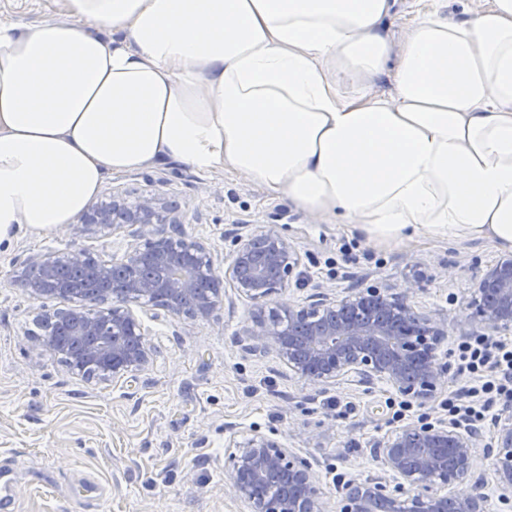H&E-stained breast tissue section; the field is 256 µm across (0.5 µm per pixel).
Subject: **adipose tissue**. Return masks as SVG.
Returning a JSON list of instances; mask_svg holds the SVG:
<instances>
[{
  "instance_id": "1",
  "label": "adipose tissue",
  "mask_w": 512,
  "mask_h": 512,
  "mask_svg": "<svg viewBox=\"0 0 512 512\" xmlns=\"http://www.w3.org/2000/svg\"><path fill=\"white\" fill-rule=\"evenodd\" d=\"M440 3L396 43L395 0H54L0 22V242L177 161L372 245L512 250V0L459 21Z\"/></svg>"
}]
</instances>
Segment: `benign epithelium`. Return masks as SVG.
<instances>
[{
	"label": "benign epithelium",
	"instance_id": "7a95c632",
	"mask_svg": "<svg viewBox=\"0 0 512 512\" xmlns=\"http://www.w3.org/2000/svg\"><path fill=\"white\" fill-rule=\"evenodd\" d=\"M84 228L110 231L128 226L131 242L119 260L88 265V253L73 249L60 257L34 254L21 261L20 279L30 295L58 299L71 306L53 321L67 327L75 344L66 368L77 374L91 361L99 381H124L150 363L146 342L129 347L101 336V319L112 324L116 336L129 327L144 336L142 324L131 313L128 299L161 306L174 316L210 321L220 309L219 295L197 293L200 278L213 271V261L203 245L182 230L186 215L179 202L157 192L135 197L112 190L78 217ZM169 224L168 233L164 225ZM148 264L174 267L176 277L156 281L136 277L127 282L125 295L103 292L91 301L79 298L59 279L67 265L83 269L103 282L118 268ZM300 258L287 238L275 232L237 240L224 269V278L239 296L256 308L254 325L243 331L250 352L275 354L300 380L321 386L341 381L363 386L386 382L406 401L424 403L434 398L449 364L439 353L448 335L445 318L421 315L413 305L418 281L399 288L368 287L354 295H323L307 305L290 303L266 308L271 297L288 287ZM471 310L472 334L512 335V255L488 266L475 283ZM494 435L487 447L492 457L493 482L500 501L512 503V404L493 422ZM478 437L456 421L410 422L377 441L373 455L383 474L364 481L349 480L336 510L328 502L311 465L288 451L274 438L256 430L225 444L224 466L230 471L236 496L250 512H486L488 485L479 472L472 448ZM468 485L465 494L451 491Z\"/></svg>",
	"mask_w": 512,
	"mask_h": 512
}]
</instances>
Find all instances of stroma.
Masks as SVG:
<instances>
[{
    "label": "stroma",
    "mask_w": 512,
    "mask_h": 512,
    "mask_svg": "<svg viewBox=\"0 0 512 512\" xmlns=\"http://www.w3.org/2000/svg\"><path fill=\"white\" fill-rule=\"evenodd\" d=\"M157 184L188 205L183 230L217 268H224L237 238L269 231L287 237L301 276L279 294L280 302L306 305L321 292L342 297L420 277L416 309L448 316L444 354L454 352L469 328L466 306L476 276L503 254L486 240L445 238L377 249L353 226L326 223L244 177L202 176L178 162L109 177L101 190L139 193ZM128 242L125 228L106 235L67 226L24 230L0 244V460L13 457L20 467V512H68L69 486L82 477L104 491L90 512H249L229 488L224 446L255 430L307 459L333 504L345 482L380 472L370 453L377 438L423 415L447 418L449 396L470 383L451 368L436 398L405 411L382 381L366 387L303 382L275 354L244 351L240 334L251 326L254 307L227 285L210 321L132 304L152 351L135 382L68 373L62 355L43 346L37 324L63 301L31 296L15 269L30 254L75 248L108 260Z\"/></svg>",
    "instance_id": "1"
}]
</instances>
